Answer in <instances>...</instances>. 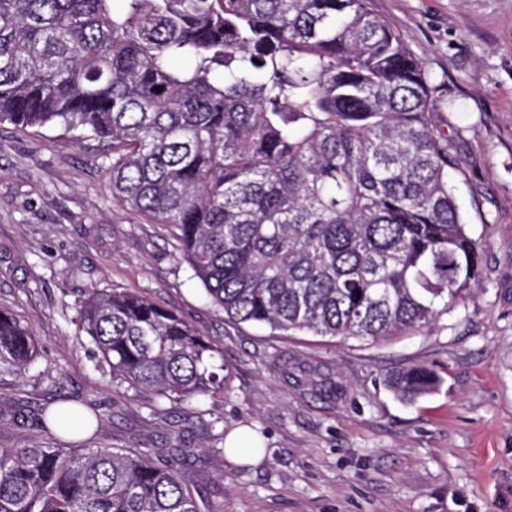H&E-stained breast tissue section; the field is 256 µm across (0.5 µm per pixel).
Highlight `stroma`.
I'll return each instance as SVG.
<instances>
[{"label": "stroma", "mask_w": 512, "mask_h": 512, "mask_svg": "<svg viewBox=\"0 0 512 512\" xmlns=\"http://www.w3.org/2000/svg\"><path fill=\"white\" fill-rule=\"evenodd\" d=\"M433 90L456 195L483 245V281L436 323L371 342L229 320L174 250L169 228L112 199L110 143L48 125H0V307L38 338L0 379V447L49 441L44 407L69 396L97 420L88 446L182 445L201 512H512V0H370ZM133 289L224 350V393L152 400L112 382L76 324L94 290ZM427 367L412 402L386 385ZM256 434L255 463L224 452Z\"/></svg>", "instance_id": "stroma-1"}]
</instances>
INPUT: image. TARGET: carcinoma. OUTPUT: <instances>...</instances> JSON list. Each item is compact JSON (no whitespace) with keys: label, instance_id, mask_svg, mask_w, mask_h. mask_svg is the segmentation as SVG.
Returning a JSON list of instances; mask_svg holds the SVG:
<instances>
[{"label":"carcinoma","instance_id":"1","mask_svg":"<svg viewBox=\"0 0 512 512\" xmlns=\"http://www.w3.org/2000/svg\"><path fill=\"white\" fill-rule=\"evenodd\" d=\"M112 143V199L168 226L210 299L273 332L377 340L436 321L481 283L421 63L368 0H0V124ZM77 326L112 379L189 401L226 389L223 351L132 291ZM33 331L0 309V377ZM410 367L397 397L430 393ZM84 403L0 448V512H200L184 448L88 447Z\"/></svg>","mask_w":512,"mask_h":512}]
</instances>
